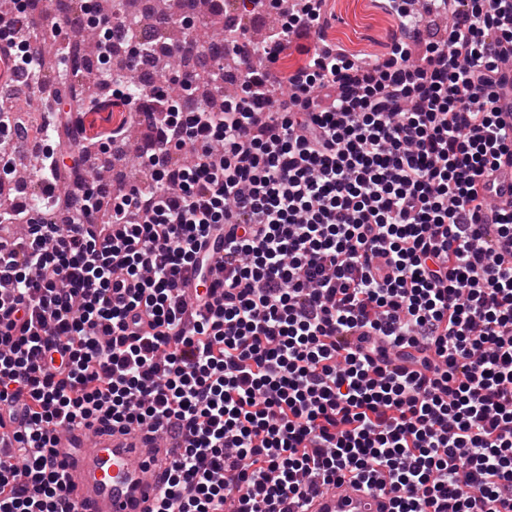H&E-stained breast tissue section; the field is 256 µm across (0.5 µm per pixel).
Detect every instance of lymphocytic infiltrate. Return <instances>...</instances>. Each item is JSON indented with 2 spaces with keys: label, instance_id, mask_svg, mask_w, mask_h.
<instances>
[{
  "label": "lymphocytic infiltrate",
  "instance_id": "1",
  "mask_svg": "<svg viewBox=\"0 0 512 512\" xmlns=\"http://www.w3.org/2000/svg\"><path fill=\"white\" fill-rule=\"evenodd\" d=\"M281 5L254 42L224 29L244 66L157 89L146 186L89 185L62 203L57 165L127 138L138 109L42 161L43 222L0 240V407L20 416L0 463V512H70L56 435L94 421L186 432L156 512H305L349 479L390 512H512V212L482 179L512 156L498 118L512 0H386L384 59L322 43L291 75L270 64L320 24L324 0ZM450 18L431 41L425 17ZM132 20L98 19L96 55L140 78ZM224 233L215 300L186 299Z\"/></svg>",
  "mask_w": 512,
  "mask_h": 512
}]
</instances>
